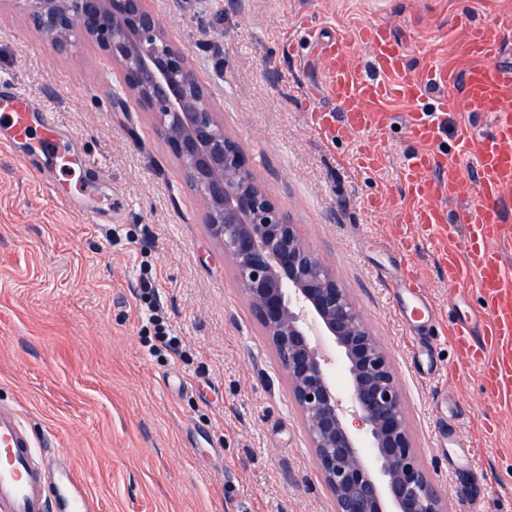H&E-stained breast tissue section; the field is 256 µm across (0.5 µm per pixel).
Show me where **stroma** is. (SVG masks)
<instances>
[{"label":"stroma","instance_id":"35a3bbf8","mask_svg":"<svg viewBox=\"0 0 512 512\" xmlns=\"http://www.w3.org/2000/svg\"><path fill=\"white\" fill-rule=\"evenodd\" d=\"M148 6L256 181L386 350L418 459L449 512H512V407L484 395L447 337L433 347L435 374H424L391 288L408 133L396 122L325 139L312 116L332 106L318 38L383 24L412 69L458 67L462 33L512 24V0ZM286 39L305 66L284 55ZM2 77L33 111L63 113L69 142V163L37 173L0 151V406L20 410L39 465L73 464L97 512H335L277 355L122 68L83 36L56 51L17 0H0ZM363 152L381 156L382 170L360 171ZM411 257L447 319L433 245ZM143 268L157 276L180 354L148 351L154 329L135 308Z\"/></svg>","mask_w":512,"mask_h":512}]
</instances>
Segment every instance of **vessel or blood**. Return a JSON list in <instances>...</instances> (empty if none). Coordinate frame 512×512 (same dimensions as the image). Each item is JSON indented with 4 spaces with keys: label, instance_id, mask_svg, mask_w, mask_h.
<instances>
[{
    "label": "vessel or blood",
    "instance_id": "b4317fda",
    "mask_svg": "<svg viewBox=\"0 0 512 512\" xmlns=\"http://www.w3.org/2000/svg\"><path fill=\"white\" fill-rule=\"evenodd\" d=\"M358 36L370 48L375 76L364 74L344 38L322 46L326 58V93L337 113L317 115L316 130L330 135L334 124L352 133L384 129L380 106L389 100L409 106L403 122L417 148L400 168V180L413 203L401 221L434 232L448 224L447 205L460 196L461 160H470L476 187L470 196L468 229L462 248L442 247L438 262L450 288L475 286L487 312L467 320H448V343L457 356L478 367L487 396L496 403L512 400V225L502 215L512 193V66L501 58L505 44L497 28L474 27L463 33L459 52L463 69L431 65L413 73L401 44L382 25L367 26ZM457 91L469 113L486 116L482 127L458 123L455 156L437 150L442 126L440 106H426L431 88ZM38 130L29 125L27 95L14 83H0V149L20 141L30 144V160L54 157L66 124L57 112H41ZM414 238L401 236L398 281L423 311H431L424 279L410 258ZM36 444L18 414L0 407V512H94V503L71 467L55 474L35 462Z\"/></svg>",
    "mask_w": 512,
    "mask_h": 512
}]
</instances>
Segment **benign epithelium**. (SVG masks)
<instances>
[{"label": "benign epithelium", "mask_w": 512, "mask_h": 512, "mask_svg": "<svg viewBox=\"0 0 512 512\" xmlns=\"http://www.w3.org/2000/svg\"><path fill=\"white\" fill-rule=\"evenodd\" d=\"M59 52L81 34L125 71L155 118L211 236L238 272L254 317L288 376L336 512H448L420 464L392 363L325 262L257 183L224 131L208 89L168 39L147 0H17ZM330 340L347 370L336 388ZM313 399H307V396ZM355 416L368 443L345 424Z\"/></svg>", "instance_id": "1"}]
</instances>
